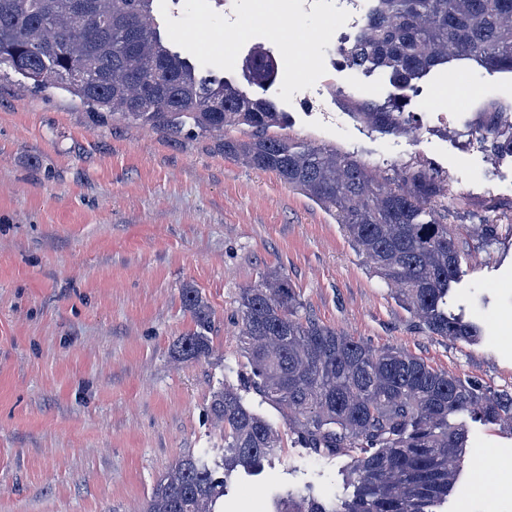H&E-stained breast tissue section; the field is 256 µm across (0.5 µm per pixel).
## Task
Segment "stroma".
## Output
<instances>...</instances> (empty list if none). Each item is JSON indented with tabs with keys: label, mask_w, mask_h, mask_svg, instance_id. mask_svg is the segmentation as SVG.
<instances>
[{
	"label": "stroma",
	"mask_w": 512,
	"mask_h": 512,
	"mask_svg": "<svg viewBox=\"0 0 512 512\" xmlns=\"http://www.w3.org/2000/svg\"><path fill=\"white\" fill-rule=\"evenodd\" d=\"M325 67L288 103L279 84H248L241 62L205 73L276 101L291 141L447 182L462 254L448 309L479 321L483 338L422 332L334 214L273 173L225 158L219 138L93 115L0 63V512H142L181 453L219 443L207 405L226 384L270 420L282 446L256 474L231 475L223 512H271L288 489L352 495L351 453L303 447L287 412L249 382L238 298L272 270L288 274L304 313L371 349L402 348L512 392V170L466 149L494 109H512V73L454 60L404 88L386 70L349 67L332 45ZM396 102L420 138L360 116L367 104ZM451 106L456 115L437 122ZM491 204L501 224L488 244L477 226ZM187 288L212 312L210 351L198 361L172 350L193 326ZM458 421L469 446L446 512H512V492L482 478L487 468L512 472V430L470 414Z\"/></svg>",
	"instance_id": "35a3bbf8"
}]
</instances>
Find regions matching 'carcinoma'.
I'll return each mask as SVG.
<instances>
[{"label":"carcinoma","instance_id":"1","mask_svg":"<svg viewBox=\"0 0 512 512\" xmlns=\"http://www.w3.org/2000/svg\"><path fill=\"white\" fill-rule=\"evenodd\" d=\"M153 0H0V61L39 89L56 85L112 117L163 129L223 137L224 157L271 172L336 213L374 272L431 336L475 342L477 323L448 312L461 252L437 177L403 166L383 177L333 148L299 147L271 134L287 125L267 99L207 79L162 43L147 21ZM339 54L351 67L390 71L406 84L459 57L512 73V0H373L361 34ZM252 84L271 83L268 53L247 62ZM391 130L409 122L400 105L366 112ZM247 128L242 138L227 128ZM193 329L178 337V357L206 356L211 311L196 290L183 292ZM288 276L267 274L244 289L237 315L250 383L283 405L298 439L317 454L350 448L355 493L340 503L287 491L274 512H437L460 473L467 432L450 419L474 412L512 428V393L438 370L398 347L375 351L301 314ZM208 413L221 425L224 471L257 468L279 436L231 385L214 392ZM208 453L179 456L152 488L144 512H220L224 479Z\"/></svg>","mask_w":512,"mask_h":512}]
</instances>
